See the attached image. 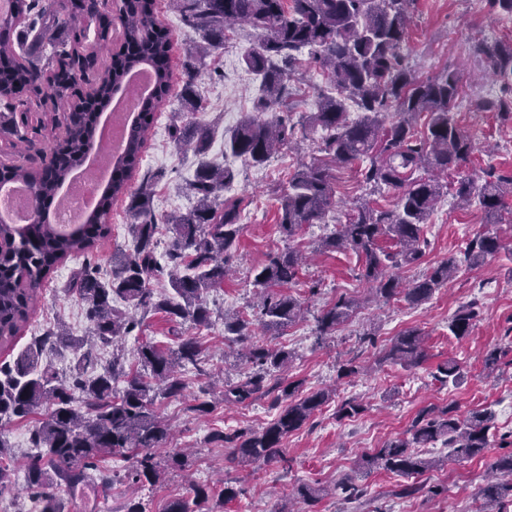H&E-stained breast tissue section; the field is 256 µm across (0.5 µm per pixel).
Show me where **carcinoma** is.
<instances>
[{"mask_svg": "<svg viewBox=\"0 0 512 512\" xmlns=\"http://www.w3.org/2000/svg\"><path fill=\"white\" fill-rule=\"evenodd\" d=\"M0 12V59L11 66L0 72V131L18 133L26 121H17V107L24 104L19 94L39 102L53 95L65 96L66 80L75 77L94 89L92 101L74 102L63 116L64 147L52 146L49 165L36 169L10 165L0 177L25 184L32 208V222L13 224L0 217V351H10L26 328L33 304L45 279L68 258L84 257L75 288L84 305L85 318L96 342H116L142 328V321L127 317L113 302L121 299L136 310L163 313L172 320L195 325L210 322L211 312L203 295L224 284L228 263L243 230L240 198L226 197L236 173L228 165L215 164L205 156L213 132L206 125L188 120L174 126L175 140L193 148L200 156L190 191L197 198L194 209L185 214L157 217L152 205V185L144 180L137 192L131 182L140 168L142 150L149 131L173 91L172 44L157 21V0H121L118 19L123 27L122 51L112 54L103 68L95 57L82 56L79 48L87 35V23L97 21V39L110 40L112 21H104L92 0H8ZM414 0H169L182 22L199 33L202 42L196 53L207 54L224 45L228 30L247 24L264 38L243 55L248 70L261 77V94L254 100L253 113L224 135V154L243 158L254 166L264 165L277 147L289 142L294 124L288 103V81L300 63L310 58L327 75L334 93H320L317 111L307 122L321 129L318 151L323 157L299 166L288 177L279 197L278 225L283 235L293 238L308 224H318L336 206L333 171L360 164L363 182L372 190L387 187L398 191L391 208L362 204L348 221L336 225L321 248L331 252L352 251L362 262V276L373 285L376 298L389 301L397 296L410 304L428 300L466 265L472 267L500 249L497 233L477 234L465 248L463 258L450 257L432 267L420 280L404 285L392 269L418 262L423 251L424 224L443 194L442 179L457 169L472 151V142L457 124L460 74L445 68L435 77L418 81L403 63L400 49L406 39L409 6ZM65 17L69 39L49 42L51 54L45 66L17 57L12 35L19 27L43 38ZM473 55L485 63L486 73L500 84V95L483 99L479 106L512 119V40L482 39L472 47ZM146 64L155 74L148 97L137 106V118L130 127L123 154L112 165V181L87 221L68 233L57 230L43 212L44 200L53 198L93 143L95 124L91 111L111 99L126 72ZM195 75L186 74L180 96L195 115L199 104L194 89ZM354 102L359 115L349 118L346 101ZM395 110L400 118L385 125V116ZM425 117V129H415ZM455 195L464 203L477 202L487 223H500L504 199L512 196V175L488 171L480 177H462ZM128 200L127 212L133 252L112 256V277L101 276L95 260L98 241L112 233V205ZM167 225L170 246L167 263L155 256L157 226ZM388 239L392 248L379 241ZM304 265L302 254L288 248L268 256L258 269L253 285L259 301L254 306L258 321L267 329L283 330L301 315V305L283 288L295 282ZM168 277L173 294H158L152 280ZM356 301L339 296L316 322L318 337L328 336L356 311ZM477 312L459 310L448 323L458 339L469 335ZM224 335L248 345L247 359L254 371L246 380L224 390L222 401L242 404L265 389L266 377L284 367L289 354L251 340L250 322L238 315L224 317ZM63 332L47 331L33 337L13 360L0 364V420L26 419L44 405L47 417L31 432L37 452L25 463L26 482L32 512H64L53 491L49 471L70 487L84 483L89 470L112 454L130 461L128 478L138 485H153L160 479L155 449L170 434V427L156 413L158 396L178 397L184 384L179 369L198 367V343L189 338L175 349H164L145 340L137 352L141 369L125 365L123 355L112 354V363L93 377L86 376L93 345L77 344L80 357L71 368L69 381L40 368L47 346L66 345ZM384 359L406 367L425 359L422 335L415 329L403 331L391 343ZM439 379L457 382L462 366L453 358L438 366ZM124 382L117 389L118 381ZM300 385L287 384L282 395L288 404L265 427L257 430L216 432L211 440L233 449L231 460L239 463L269 464L287 461L283 440L302 428L328 401L325 390L299 394ZM81 395L82 406L73 405V392ZM494 412L483 409L460 418L450 409L422 411L410 429L411 437L395 438L362 458L370 468L383 469L407 478L420 475L436 461L413 452L442 441L457 459L477 456L488 446ZM13 460L0 435V495L10 487ZM213 491L198 486L192 500L171 501L163 512H203ZM483 512H503L512 498V454L491 466L482 490Z\"/></svg>", "mask_w": 512, "mask_h": 512, "instance_id": "1", "label": "carcinoma"}]
</instances>
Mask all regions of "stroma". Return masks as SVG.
<instances>
[{
	"mask_svg": "<svg viewBox=\"0 0 512 512\" xmlns=\"http://www.w3.org/2000/svg\"><path fill=\"white\" fill-rule=\"evenodd\" d=\"M411 12L401 52L413 76L424 81L443 69H459L461 89L468 95L467 108L457 110L455 119L472 138L474 149L469 159L449 174V182L489 169L512 174V120L478 109V101L497 95L499 86L484 75L472 54L477 39H512V16L492 13L484 2L476 5L472 0H414ZM157 19L172 42L175 72L201 64L206 67L195 82L203 105L196 117L213 127L215 137L209 156L221 159L225 132L250 111L258 90L260 79L246 70L242 56L257 46L262 36L248 27L237 28L223 49L201 62L188 54L198 42V34L182 23L168 0H157ZM215 68L222 71L221 80L208 78V71ZM290 85L300 92L292 115L295 128L290 142L264 165L255 166L241 158L231 162L237 173L233 195L242 197L244 209L254 210L257 198L263 200L264 207L254 211L251 224L243 228L231 275L221 288L204 296L212 312L210 324L176 325L163 314L151 313L145 319L142 336H126L120 341L131 364L145 339L164 348L175 347L180 339L188 337L201 345V369L189 366L183 371V396L156 403L158 415L171 426L167 441L157 452L164 469L162 480L151 487L130 484L125 478L126 463L117 454L107 458L100 470L90 472L82 487L72 490L56 482L54 490L65 512H122L123 503L131 496L143 500L149 512H161L169 499L192 498L193 486L222 481L239 488L240 494L231 501L211 498L206 505L208 512H298V490L304 485L325 490L312 512H479L480 491L490 463L512 452V197L505 200L501 223L493 227L500 239L497 254L477 267L463 269L422 304L375 302L369 298L370 286L361 278V264L353 252L316 251L335 225L347 221L359 201L390 207L397 200L393 190L371 192L353 166L336 172L335 210L322 223L305 226L293 242L314 255L312 262L303 267L298 282L288 288L302 303L304 314L280 335L267 339L271 347L290 354L287 366L268 377V385L297 382L305 393L320 389L331 393L321 410L285 439L287 465L229 463V449L210 439L217 430L256 429L272 420L284 406L273 391L255 395L242 404H217L203 417L190 412L195 397L237 384L248 375L246 364L224 359L231 347L224 337V316L248 314L255 268L266 261L268 253L283 250L290 243L278 228L279 190L301 162L319 155V136L304 129L303 122L306 115L316 111L317 91L327 87V78L306 58ZM68 104L63 98L54 105L31 106L29 124L20 135L0 137V163L28 167L34 156L48 152L64 133L53 117ZM183 109L178 99L159 113L143 152L141 170L155 180L152 207L159 216L185 213L195 206L187 185L198 158L192 150L177 146L172 136L174 115ZM22 135L31 139L30 149H17ZM485 224L477 206L461 202L453 191L444 192L424 226L421 260L398 269V277L409 284L448 256H462L469 239L483 231ZM79 268V260L70 259L50 274L26 336L56 327L76 338L87 336L89 323L71 289ZM313 285L318 286V294H310ZM342 293L354 298L358 308L335 333L318 341L316 318ZM469 306L476 308L478 317L468 336L456 338L449 333L448 323L459 309ZM410 328L421 330L425 337V359L410 368L385 361L384 352L392 340ZM494 350L500 358L491 371L484 361ZM451 357L464 365V376L456 384L437 378L438 365ZM348 363L357 366V373L341 374L342 365ZM350 399L362 404V412L351 418H337L341 403ZM448 407L462 417L483 408L494 411L489 445L480 455L453 460L439 443L421 449L422 457L439 459L440 465L417 476V483L424 489L409 496L400 492L406 478L382 470L358 473V458L408 434L422 410ZM32 426L29 419L0 424V437L17 462L10 489L0 494V512H30L22 463L33 451L29 440ZM348 475L359 487V497L343 491L340 481Z\"/></svg>",
	"mask_w": 512,
	"mask_h": 512,
	"instance_id": "1",
	"label": "stroma"
}]
</instances>
